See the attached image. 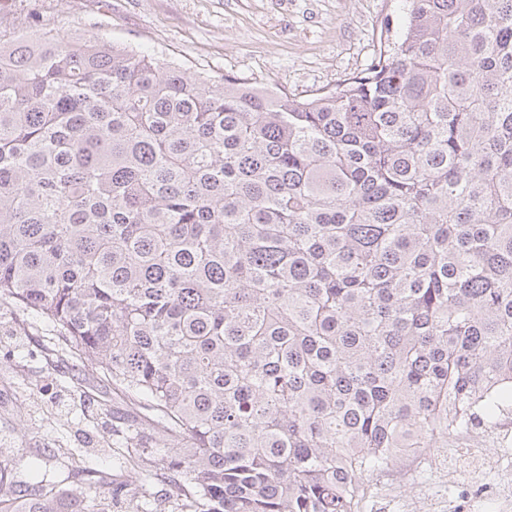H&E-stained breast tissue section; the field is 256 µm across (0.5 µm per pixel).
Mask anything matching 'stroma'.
<instances>
[{"mask_svg":"<svg viewBox=\"0 0 512 512\" xmlns=\"http://www.w3.org/2000/svg\"><path fill=\"white\" fill-rule=\"evenodd\" d=\"M24 6L63 34L90 29L193 72L301 94L365 68L398 0H0ZM28 332V353L0 350V459L52 468L59 450L76 448L111 466V416L128 403L90 363H57L53 323ZM463 447L452 440L372 477L362 512H512V427L489 441L479 475L458 471Z\"/></svg>","mask_w":512,"mask_h":512,"instance_id":"stroma-1","label":"stroma"}]
</instances>
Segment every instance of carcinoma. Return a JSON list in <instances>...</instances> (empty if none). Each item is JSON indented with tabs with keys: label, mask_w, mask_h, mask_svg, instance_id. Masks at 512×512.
I'll return each instance as SVG.
<instances>
[{
	"label": "carcinoma",
	"mask_w": 512,
	"mask_h": 512,
	"mask_svg": "<svg viewBox=\"0 0 512 512\" xmlns=\"http://www.w3.org/2000/svg\"><path fill=\"white\" fill-rule=\"evenodd\" d=\"M304 96L0 12V296L161 433L0 463V512H360L403 450L512 414V0H400ZM134 472L129 473L128 480L132 481L131 485H129L128 494L105 501L108 505L106 506L108 512H136L133 508H135L138 500L143 499V497H159L167 492L168 486L163 482H152L142 485L138 479L135 480Z\"/></svg>",
	"instance_id": "obj_1"
}]
</instances>
